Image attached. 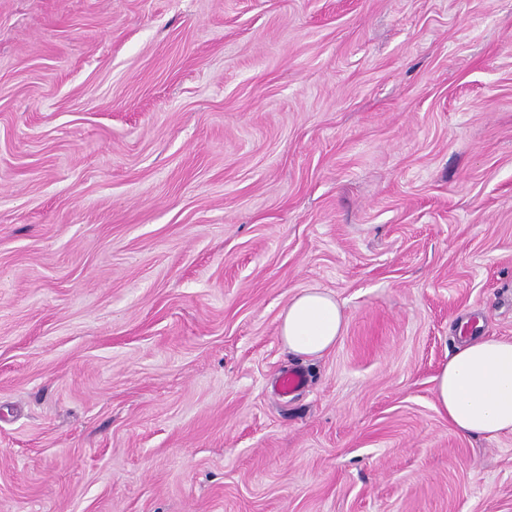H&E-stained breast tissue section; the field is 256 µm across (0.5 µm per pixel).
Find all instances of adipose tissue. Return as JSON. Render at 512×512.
Wrapping results in <instances>:
<instances>
[{
  "mask_svg": "<svg viewBox=\"0 0 512 512\" xmlns=\"http://www.w3.org/2000/svg\"><path fill=\"white\" fill-rule=\"evenodd\" d=\"M335 299L316 289L295 295L280 315L279 335L289 351L318 356L342 334ZM439 412L462 435L512 432V341L464 339L435 378Z\"/></svg>",
  "mask_w": 512,
  "mask_h": 512,
  "instance_id": "adipose-tissue-1",
  "label": "adipose tissue"
}]
</instances>
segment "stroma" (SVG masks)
<instances>
[{
	"label": "stroma",
	"instance_id": "35a3bbf8",
	"mask_svg": "<svg viewBox=\"0 0 512 512\" xmlns=\"http://www.w3.org/2000/svg\"><path fill=\"white\" fill-rule=\"evenodd\" d=\"M474 334L512 0H0V512H512V432L437 410ZM342 330L335 299L320 290L298 293L280 314L279 335L288 350L298 355L323 354L336 344Z\"/></svg>",
	"mask_w": 512,
	"mask_h": 512
}]
</instances>
